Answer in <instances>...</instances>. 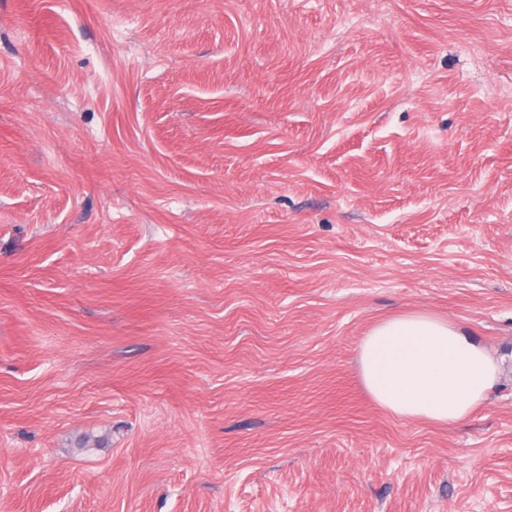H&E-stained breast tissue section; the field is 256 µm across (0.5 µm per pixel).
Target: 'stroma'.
I'll use <instances>...</instances> for the list:
<instances>
[{"label": "stroma", "instance_id": "35a3bbf8", "mask_svg": "<svg viewBox=\"0 0 512 512\" xmlns=\"http://www.w3.org/2000/svg\"><path fill=\"white\" fill-rule=\"evenodd\" d=\"M512 0H0V512H512ZM358 364L383 409L400 419L453 426L483 407L512 373V346L493 351L461 323L410 313L373 327L360 344Z\"/></svg>", "mask_w": 512, "mask_h": 512}]
</instances>
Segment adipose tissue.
Here are the masks:
<instances>
[{
	"instance_id": "adipose-tissue-1",
	"label": "adipose tissue",
	"mask_w": 512,
	"mask_h": 512,
	"mask_svg": "<svg viewBox=\"0 0 512 512\" xmlns=\"http://www.w3.org/2000/svg\"><path fill=\"white\" fill-rule=\"evenodd\" d=\"M363 383L394 416L457 425L512 371V347L490 350L461 323L429 313L376 325L359 347Z\"/></svg>"
}]
</instances>
